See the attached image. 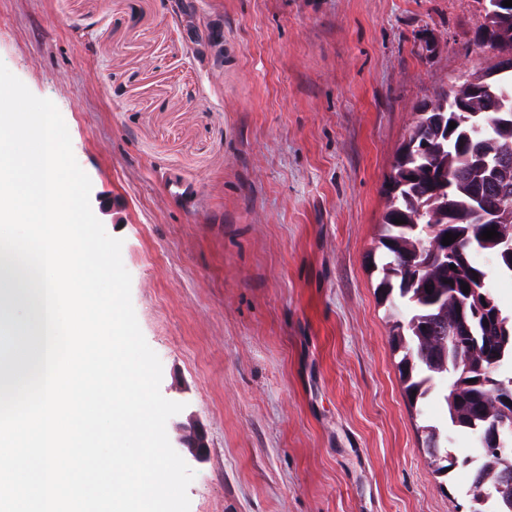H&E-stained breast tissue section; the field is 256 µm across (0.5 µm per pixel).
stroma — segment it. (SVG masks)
<instances>
[{
    "instance_id": "obj_1",
    "label": "stroma",
    "mask_w": 512,
    "mask_h": 512,
    "mask_svg": "<svg viewBox=\"0 0 512 512\" xmlns=\"http://www.w3.org/2000/svg\"><path fill=\"white\" fill-rule=\"evenodd\" d=\"M478 0H0V62L54 102L122 239L162 395L203 425L189 512H470L437 380L410 409L378 286L418 105L490 66ZM191 181V208L162 184Z\"/></svg>"
}]
</instances>
